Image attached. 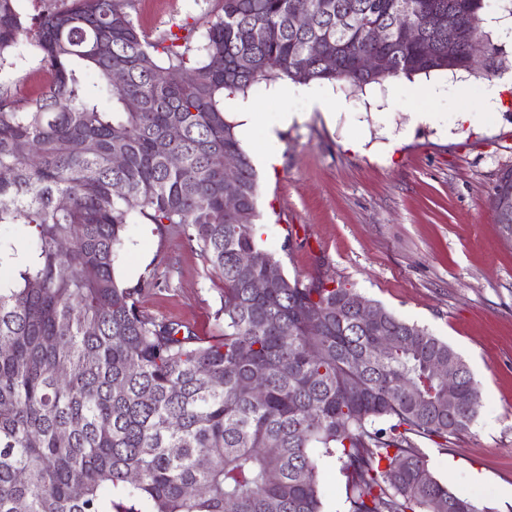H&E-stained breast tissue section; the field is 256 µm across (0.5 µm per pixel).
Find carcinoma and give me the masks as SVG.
<instances>
[{
	"label": "carcinoma",
	"instance_id": "1",
	"mask_svg": "<svg viewBox=\"0 0 512 512\" xmlns=\"http://www.w3.org/2000/svg\"><path fill=\"white\" fill-rule=\"evenodd\" d=\"M66 2L27 18L0 0V59L25 36L47 73L34 97L0 93V225L30 228L0 240V512H137L125 502L139 500L224 512L227 499L237 512H325L323 458L339 463L346 512H487L436 479L421 448L448 449L481 406L446 342L387 310L371 317L369 300L353 308L358 293L329 278L281 273L264 294L249 288L282 267L255 242L257 174L224 118V98L281 77L361 89L434 71L493 75L501 60L483 30L480 65L472 44L448 49V26H467V5L483 0H310L304 28L292 20L299 0H215L195 48L171 29L150 38L135 0ZM373 27L387 32L383 76L361 67ZM226 156L238 163L232 214ZM495 210L512 229L511 173ZM137 222L179 225L198 246L224 284L218 334L139 310L148 282L126 286L115 266ZM448 359L452 408L434 374Z\"/></svg>",
	"mask_w": 512,
	"mask_h": 512
}]
</instances>
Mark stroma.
Instances as JSON below:
<instances>
[{
    "label": "stroma",
    "mask_w": 512,
    "mask_h": 512,
    "mask_svg": "<svg viewBox=\"0 0 512 512\" xmlns=\"http://www.w3.org/2000/svg\"><path fill=\"white\" fill-rule=\"evenodd\" d=\"M214 0H136L133 16L150 36L172 24L203 34ZM502 49L496 77L434 72L362 89L315 82L336 114L328 122L303 99L250 88L246 101L302 118L267 140L272 178H260L261 244L284 273L333 278L397 316L427 327L469 366L481 407L468 433L447 450L426 445L434 477L491 512H512V236L498 224L496 187L512 173V91L496 109L484 104L492 79L512 78V28L492 31ZM29 38L0 65V92L28 98L44 74ZM418 110L441 112L440 126L417 125ZM470 113L467 122L458 113ZM351 140L361 150L348 149ZM116 267L124 283L148 278L138 306L159 321L201 336L218 333L223 285L181 227L129 225Z\"/></svg>",
    "instance_id": "35a3bbf8"
}]
</instances>
